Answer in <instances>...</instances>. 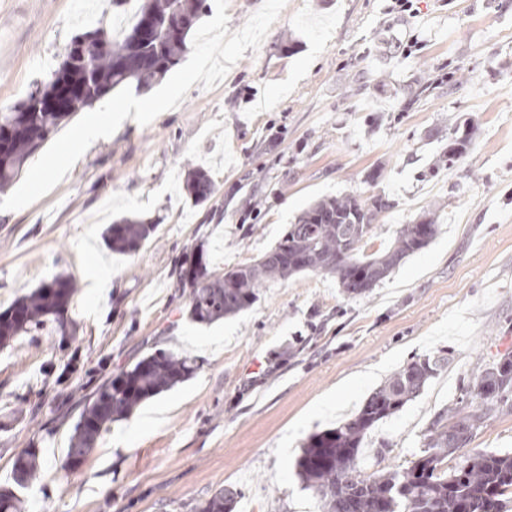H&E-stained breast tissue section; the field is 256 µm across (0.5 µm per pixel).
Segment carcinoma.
<instances>
[{
    "label": "carcinoma",
    "mask_w": 512,
    "mask_h": 512,
    "mask_svg": "<svg viewBox=\"0 0 512 512\" xmlns=\"http://www.w3.org/2000/svg\"><path fill=\"white\" fill-rule=\"evenodd\" d=\"M138 2L135 22L124 36L112 35L104 21L76 35L72 42H88L89 53L76 57L66 52L36 89L0 112V190L20 176L28 159L72 114L116 88L144 89L161 83L186 52L188 35L208 11L207 0ZM175 18L185 22L177 33L167 27ZM64 85L79 86L83 93L64 109L47 106ZM35 97L43 107L32 105ZM475 132L473 120L455 121L443 149L448 167L469 153ZM185 188L196 204L209 200L213 192L212 181L202 168L188 172ZM391 208L392 201L385 194L366 198L345 194L314 202L257 262L233 267L222 277L200 268L189 280V318L211 324L236 315L253 304L256 289L263 283L303 272L336 277L349 296L366 293L437 234L434 219L426 216L420 220L427 228L422 238L404 228L389 249L366 253L375 221ZM155 231L153 224L124 216L105 229L104 240L116 253H134ZM75 290V279L59 274L15 300L0 313V343L10 342L48 318L64 324L63 313ZM440 368L441 360L429 356L406 364L368 396L353 418L307 439L296 461V473L318 495L322 512H504L512 498L511 454L477 452L448 467V457L482 423L485 412L480 410L466 412L456 406L439 415L427 430L425 449L403 471L365 477L357 470L367 432L420 395ZM193 372L191 361L182 355L152 354L125 369L120 379L99 387L74 425L66 451L68 466H80L110 424L185 382ZM467 394L483 405L507 399L512 394V355L500 356L474 375ZM40 478L38 452L33 448L20 452L12 463L11 483L0 487V512H21V493ZM238 498V491L227 486L206 500L200 512H235Z\"/></svg>",
    "instance_id": "1"
}]
</instances>
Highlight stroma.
<instances>
[{
    "instance_id": "1",
    "label": "stroma",
    "mask_w": 512,
    "mask_h": 512,
    "mask_svg": "<svg viewBox=\"0 0 512 512\" xmlns=\"http://www.w3.org/2000/svg\"><path fill=\"white\" fill-rule=\"evenodd\" d=\"M114 12L111 0H0V111ZM420 77L436 87L406 105ZM459 117L477 133L451 167L441 154ZM196 167L214 184L201 206L183 188ZM379 192L394 206L368 251L425 214L438 233L371 292L350 297L307 272L265 283L236 316L188 319L186 259L223 275L272 249L314 201ZM124 215L157 230L121 255L103 232ZM83 246L111 271L109 288H89ZM59 273L79 285L65 327L51 320L0 345V485L24 449L42 466L22 512H197L227 485L236 512H320L296 475L305 439L353 417L407 363L443 355L424 391L364 440L363 473L408 467L470 378L512 353V0H412L407 11L397 0H286L222 83L194 84L149 125L126 119L51 192L0 211V312ZM163 351L195 366L141 405L167 409L166 421L140 434L112 423L68 469L85 402ZM338 396L342 409L317 413ZM480 451L512 454V399L448 463Z\"/></svg>"
}]
</instances>
